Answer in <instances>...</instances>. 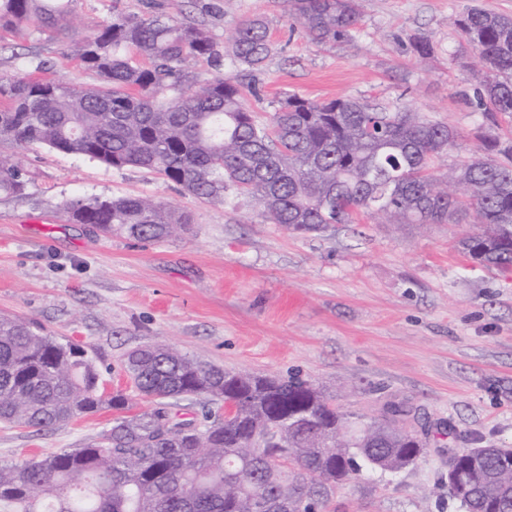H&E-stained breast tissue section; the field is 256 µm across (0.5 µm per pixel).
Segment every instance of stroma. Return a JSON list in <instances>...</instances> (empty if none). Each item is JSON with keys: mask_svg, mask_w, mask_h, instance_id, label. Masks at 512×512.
Instances as JSON below:
<instances>
[{"mask_svg": "<svg viewBox=\"0 0 512 512\" xmlns=\"http://www.w3.org/2000/svg\"><path fill=\"white\" fill-rule=\"evenodd\" d=\"M150 1L178 18L198 15L194 0H64L65 34L0 26V76L97 84L80 44L113 9L140 14ZM474 1L512 15V0H360L358 31L333 49L290 30L279 0H232L226 13L201 18L222 49L241 20H268L273 50L263 67L230 70L264 99L261 122L286 92L405 106L458 132L453 162L482 149L477 57L461 50L454 25ZM419 34L434 44L430 59L409 50ZM8 154L28 185L0 198V314L82 346L105 394L127 390L126 355L153 343L227 371L312 381L355 413L409 404L429 431L423 455L397 474L339 487V512H460L448 497L449 447L512 446V271L486 270L459 251L472 224L367 217L292 233L232 193L212 206L145 169L44 146ZM129 195L188 213L190 232L144 243L74 223L67 211L77 196ZM112 418L106 408L40 432L0 425V463L81 447ZM446 424L453 437L440 436Z\"/></svg>", "mask_w": 512, "mask_h": 512, "instance_id": "1", "label": "stroma"}]
</instances>
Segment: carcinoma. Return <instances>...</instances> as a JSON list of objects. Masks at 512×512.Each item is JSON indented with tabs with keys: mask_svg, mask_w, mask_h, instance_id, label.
<instances>
[{
	"mask_svg": "<svg viewBox=\"0 0 512 512\" xmlns=\"http://www.w3.org/2000/svg\"><path fill=\"white\" fill-rule=\"evenodd\" d=\"M290 27L334 48L354 36L358 0H280ZM62 31L66 11L51 0H0V23ZM460 46L479 51L476 91L492 127L512 119V15L468 6L455 20ZM434 56L424 35L410 40ZM272 51L269 24L236 28L229 62L260 69ZM80 56L101 83L0 78V146L45 145L117 170L156 171L183 193L224 204L249 197L270 224L322 233L357 217L393 224L476 228L459 239L475 263L512 271V141L490 135L483 153L441 171L458 132L421 113L367 100L314 101L283 94L264 124L231 76L201 84L193 64L218 67L223 54L200 25L163 14L112 12ZM26 180L0 154V196ZM67 210L104 235L159 242L191 223L188 214L139 196H78ZM132 391L106 398L86 350L31 320L0 315V424L51 429L112 409V426L80 448L0 464V512H257L268 498L281 512H336V488L403 458L421 440L406 428L403 402L379 415L348 412L323 390L287 379L227 372L169 347L146 344L125 362ZM203 397L222 422L187 418L180 402ZM147 402L133 410L136 400ZM506 493L488 501L489 473ZM464 512H512V464L495 448L468 469Z\"/></svg>",
	"mask_w": 512,
	"mask_h": 512,
	"instance_id": "carcinoma-1",
	"label": "carcinoma"
}]
</instances>
